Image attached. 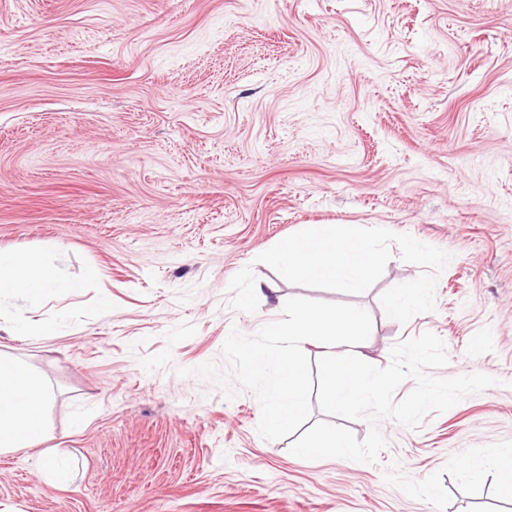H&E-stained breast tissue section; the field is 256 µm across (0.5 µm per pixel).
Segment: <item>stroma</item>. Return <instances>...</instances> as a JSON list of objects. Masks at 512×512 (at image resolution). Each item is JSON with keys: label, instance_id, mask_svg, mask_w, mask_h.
I'll list each match as a JSON object with an SVG mask.
<instances>
[{"label": "stroma", "instance_id": "stroma-1", "mask_svg": "<svg viewBox=\"0 0 512 512\" xmlns=\"http://www.w3.org/2000/svg\"><path fill=\"white\" fill-rule=\"evenodd\" d=\"M314 224L448 253L435 311L385 314L422 272L396 256L361 294L258 262ZM0 251L81 283L0 297V354L54 393L50 434L0 453V512H512L487 462L512 448V0H0ZM292 297L368 311L375 366L429 331L436 376L499 383L381 420L377 463L298 458L250 391L179 374ZM39 465L42 470H47L46 474L51 479L65 480L70 479L72 475L69 459L57 452H54L50 458L40 457Z\"/></svg>", "mask_w": 512, "mask_h": 512}]
</instances>
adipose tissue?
<instances>
[{
	"label": "adipose tissue",
	"mask_w": 512,
	"mask_h": 512,
	"mask_svg": "<svg viewBox=\"0 0 512 512\" xmlns=\"http://www.w3.org/2000/svg\"><path fill=\"white\" fill-rule=\"evenodd\" d=\"M76 281L54 274L42 255L0 253V293L39 299L47 291L75 293ZM44 382L18 360L0 356V453L29 447L48 432Z\"/></svg>",
	"instance_id": "ef3b65f1"
}]
</instances>
